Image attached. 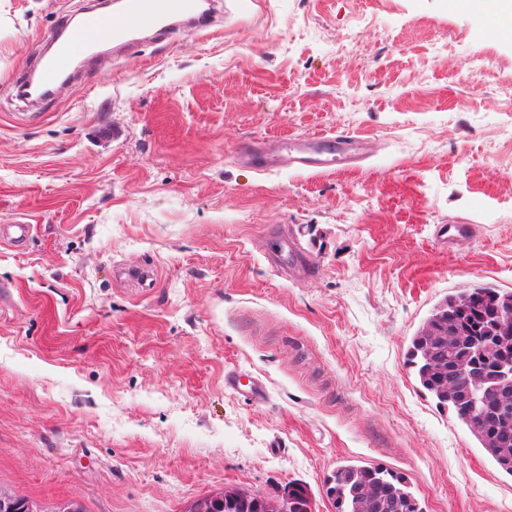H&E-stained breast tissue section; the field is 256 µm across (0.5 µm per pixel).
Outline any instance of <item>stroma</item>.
<instances>
[{"mask_svg": "<svg viewBox=\"0 0 512 512\" xmlns=\"http://www.w3.org/2000/svg\"><path fill=\"white\" fill-rule=\"evenodd\" d=\"M90 0H0V491L38 512H186L373 463L426 512H512V476L406 363L448 294L512 290V39L466 0H217L43 104L16 79ZM485 64L472 73V60ZM349 132L360 167L239 163ZM287 225L317 266L270 264ZM439 224H471L451 252ZM154 267L140 289L128 267ZM263 380L252 401L228 372Z\"/></svg>", "mask_w": 512, "mask_h": 512, "instance_id": "35a3bbf8", "label": "stroma"}]
</instances>
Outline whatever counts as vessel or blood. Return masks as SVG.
Wrapping results in <instances>:
<instances>
[{
    "label": "vessel or blood",
    "instance_id": "b4317fda",
    "mask_svg": "<svg viewBox=\"0 0 512 512\" xmlns=\"http://www.w3.org/2000/svg\"><path fill=\"white\" fill-rule=\"evenodd\" d=\"M205 26V12L200 0H120L116 13L90 10L77 26L62 23L55 39V50L44 59L35 73L34 84L20 82L25 94L49 97L62 80L77 78L79 64L97 56L99 49L112 47L128 52L150 41L173 39L182 25ZM239 161L259 172L274 168L298 170L329 169L339 165L352 166L366 157L364 138L347 133L331 132L296 138L286 142L248 141L237 149ZM468 224H440L436 239L451 246L471 238ZM266 255L274 264L292 271L310 273L312 260L301 252L293 239L282 231H270L266 237ZM227 385L250 400H261L265 390L259 379L242 380L232 374Z\"/></svg>",
    "mask_w": 512,
    "mask_h": 512
}]
</instances>
